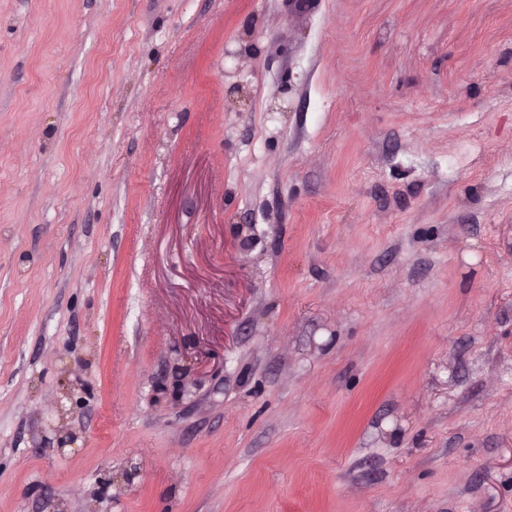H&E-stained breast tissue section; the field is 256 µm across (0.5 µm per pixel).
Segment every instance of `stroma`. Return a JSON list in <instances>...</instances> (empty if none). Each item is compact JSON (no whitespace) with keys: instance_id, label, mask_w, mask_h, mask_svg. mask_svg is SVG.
<instances>
[{"instance_id":"obj_1","label":"stroma","mask_w":512,"mask_h":512,"mask_svg":"<svg viewBox=\"0 0 512 512\" xmlns=\"http://www.w3.org/2000/svg\"><path fill=\"white\" fill-rule=\"evenodd\" d=\"M0 512H512V0H0Z\"/></svg>"}]
</instances>
